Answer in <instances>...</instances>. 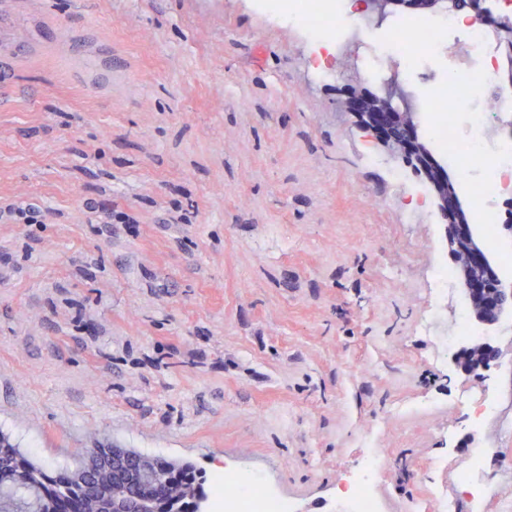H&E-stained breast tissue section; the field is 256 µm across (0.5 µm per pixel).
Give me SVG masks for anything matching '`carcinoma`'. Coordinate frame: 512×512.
I'll return each instance as SVG.
<instances>
[{"mask_svg": "<svg viewBox=\"0 0 512 512\" xmlns=\"http://www.w3.org/2000/svg\"><path fill=\"white\" fill-rule=\"evenodd\" d=\"M203 512L205 481L191 464L96 448L76 469L34 465L0 437V512Z\"/></svg>", "mask_w": 512, "mask_h": 512, "instance_id": "1", "label": "carcinoma"}]
</instances>
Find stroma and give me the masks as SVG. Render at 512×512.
Returning <instances> with one entry per match:
<instances>
[{
  "label": "stroma",
  "mask_w": 512,
  "mask_h": 512,
  "mask_svg": "<svg viewBox=\"0 0 512 512\" xmlns=\"http://www.w3.org/2000/svg\"><path fill=\"white\" fill-rule=\"evenodd\" d=\"M459 62L384 76L435 101ZM313 63L259 0H0V205L48 211L0 223V434L61 469L87 448L231 460L298 512H329L367 433L390 504L424 498L438 458L469 512L456 473L480 448L504 492L483 512H512V408L476 434L463 406L512 401V339L483 370L434 361L445 226L407 223L419 174L369 159L346 63ZM90 205L132 221L92 227ZM41 215V211L38 208L32 206V204L26 203L22 199H14L13 201L6 203L3 207L0 206V222L11 224H42V220L37 218Z\"/></svg>",
  "instance_id": "35a3bbf8"
}]
</instances>
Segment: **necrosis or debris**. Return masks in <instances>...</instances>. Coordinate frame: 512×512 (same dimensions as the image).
<instances>
[{"label":"necrosis or debris","mask_w":512,"mask_h":512,"mask_svg":"<svg viewBox=\"0 0 512 512\" xmlns=\"http://www.w3.org/2000/svg\"><path fill=\"white\" fill-rule=\"evenodd\" d=\"M267 8L288 24L302 29L318 45L331 47L336 56H347L360 66V49L372 31V22L352 12L348 0H264ZM465 28L461 44H449L448 31ZM417 32L420 43L409 46L406 35ZM465 55L466 61L451 75L459 97L439 102L414 95L410 101L421 112L423 122L449 163L456 170L462 188L479 207L478 219L485 243L497 249L498 206L512 196V138H497L490 116L512 118V88L498 81V50L490 25L477 21L460 23L455 9H447L438 19L414 17L398 20L387 30V41L376 65L404 53L418 60H432L448 49ZM479 103V110L460 115L459 101ZM484 158L482 178L471 175L476 158ZM364 455L359 472L353 475L344 496L334 499L331 512H388L389 506L377 492L385 451L378 438L363 439ZM217 490L208 502L209 512H295L290 499L263 475L225 464L216 474Z\"/></svg>","instance_id":"obj_1"}]
</instances>
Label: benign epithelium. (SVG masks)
Masks as SVG:
<instances>
[{
	"label": "benign epithelium",
	"mask_w": 512,
	"mask_h": 512,
	"mask_svg": "<svg viewBox=\"0 0 512 512\" xmlns=\"http://www.w3.org/2000/svg\"><path fill=\"white\" fill-rule=\"evenodd\" d=\"M362 12L382 20L385 16L410 8L436 11L442 0H360ZM496 30L503 66L499 81L512 87V22L500 19L493 23ZM402 97L401 89L393 84L382 93L369 94L363 86L351 89L343 111L356 119V124L376 146L394 159L412 164L421 170L423 191L442 220L448 223V245L462 273L463 298L472 303L485 296L486 324L495 323L500 316L512 312V283H502L493 290L479 287V282L465 266L470 254L482 249L478 225L468 223L467 215L458 209V191L454 180L446 175L434 158L428 144L419 135V116L408 105L398 107L395 99Z\"/></svg>",
	"instance_id": "1"
}]
</instances>
